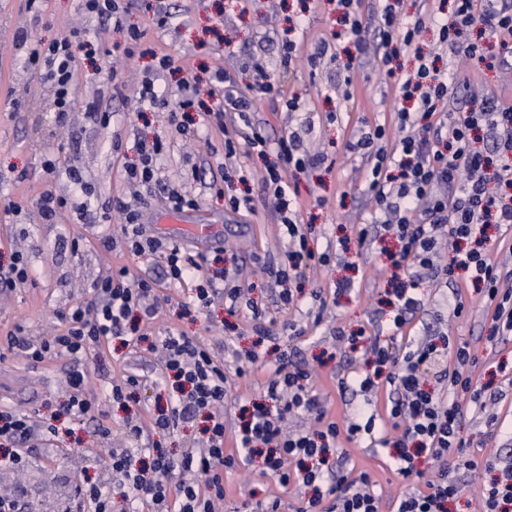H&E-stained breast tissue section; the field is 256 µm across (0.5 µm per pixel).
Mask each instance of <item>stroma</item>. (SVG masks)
<instances>
[{
    "mask_svg": "<svg viewBox=\"0 0 512 512\" xmlns=\"http://www.w3.org/2000/svg\"><path fill=\"white\" fill-rule=\"evenodd\" d=\"M167 3L174 18L161 28L155 22V0H134L124 19L143 30L145 37L142 51L129 57L114 50L120 36L112 25L85 15L80 0H44L37 20L26 0H0V199L21 207L17 213L0 207V264L10 265L12 255L18 253L32 272L27 283L0 287V354L7 358L0 364V402L43 418L59 417L58 437L36 442L26 469L16 470L0 458V492L14 493L24 512H65L76 487L86 481H98L110 489L112 512H148L147 507L133 506L126 486L112 475L107 463L112 448L130 449L138 461L147 457L141 442L125 434L124 421L135 416L149 423L155 402L164 392V367L153 345L169 333H179L207 346L221 361L226 349L244 354L258 340L244 317L227 314L223 296H215L203 313L185 312V304L195 295V281L167 283L161 256L129 252L120 217H113L108 225L100 221L102 208L113 199L134 201L148 234L165 239L174 232L171 225L159 221L168 210V190L198 199L197 212L213 226L214 235L200 242L187 234L183 245L200 260L206 275L216 267V247H223L225 255H236L234 275L264 308L271 330L279 335L277 351L294 353L296 360L307 365L329 416L343 419L363 403L361 395L340 391L336 385L337 377L352 375L361 358L359 353L340 348L333 328L348 333L362 328L381 342L389 340L385 290L390 270L378 245L359 239L360 230L372 222L366 196L370 164L345 147L347 140L370 126H385L389 144H396L400 137L392 90L379 71L378 53L370 51L354 60L355 94L347 101L335 89L343 47L332 37L337 26L329 0ZM295 18L300 21L296 37L302 57L293 63L283 85L286 95L299 97L301 107L290 112L282 101L265 99L257 102L252 120L269 139L295 131L305 143L333 158V165L301 175L300 220L312 225L314 248L333 247L337 255L329 265L308 271L297 305L284 307L276 301L277 285L264 271L265 263L281 257L287 247L276 213L264 201V158L244 144L236 155L226 157L224 134L210 125L201 126L194 139L182 137L170 113L150 109L140 100L139 89L149 75L157 88L177 90L181 80L198 76L203 66L229 72L239 87H246L253 74L244 70V62L255 56L278 67L283 31ZM74 29L85 32L101 50L110 51L118 72L121 92L104 100L113 113L110 127L92 124L79 108L69 112L65 122H56L48 106V84L23 66L26 50L15 40L18 31H28L33 41H49ZM317 51L322 58L317 67H309L306 57ZM159 53L171 55L181 73L157 69ZM441 66L456 85H470L501 106L512 107V64L490 71L477 61L447 53ZM144 137L162 143L157 181L133 186L126 180L124 165L135 160V145ZM49 155L57 164L50 177L42 167ZM76 173L90 186V194L75 188L71 177ZM47 191L71 197L82 204V211L67 210L54 222H46L37 200ZM242 193L252 197L251 210L235 212L225 207V197ZM123 265L158 280L159 311L147 326L145 341L126 347L115 337L88 350L84 361L90 379L84 393L91 411L80 421L61 416L71 394L64 373L67 357L32 362L10 348L8 335L19 325L36 341L62 333L65 314L79 304H96L94 282ZM345 277L354 280L355 290L336 296L320 325L307 326L301 336L288 335V322L300 320L301 310L310 305L311 291L332 295L336 282ZM445 295V289H431L424 308L403 334L415 337L444 331L451 339L469 342L482 362L479 384H492L499 393L494 406L498 425L487 426L484 414L464 399L460 402V436L468 457L476 462L492 458L501 466L512 463V339L495 345L487 342L489 319L473 289L462 290L465 312L459 318L446 306ZM277 351L263 355L262 365L244 377L233 378L224 401L226 420L234 419L239 399L263 397L269 378L267 364L275 360ZM129 371L140 375L141 384L138 403L125 409L113 403L110 382ZM102 426L110 428L109 437L98 435ZM345 449L358 467L370 470L383 499L409 490V482L402 480L383 452L354 442ZM224 489L223 512H238L243 501L255 503L272 493L281 497L282 512H298L302 505L295 488H280L274 477L256 466L225 474Z\"/></svg>",
    "mask_w": 512,
    "mask_h": 512,
    "instance_id": "stroma-1",
    "label": "stroma"
}]
</instances>
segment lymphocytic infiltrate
<instances>
[{"label": "lymphocytic infiltrate", "mask_w": 512, "mask_h": 512, "mask_svg": "<svg viewBox=\"0 0 512 512\" xmlns=\"http://www.w3.org/2000/svg\"><path fill=\"white\" fill-rule=\"evenodd\" d=\"M452 4L450 14L433 20L441 44L451 54L487 61L492 68L502 65L512 55V0H452ZM402 11L403 0H378L377 48L382 53L384 81L392 85L399 103L401 136L394 148H386V130L379 126L346 144L347 150L371 163L367 191L376 221L372 229H361L359 236L387 237L395 244L387 254L393 267L388 281L393 333H400L422 309L427 288L445 287L464 276L479 288L492 311L487 340L496 344L512 338V288L503 286V266L487 254L484 244L487 227L501 233L512 230V108L487 98L476 110L442 112L452 88L447 72L425 59L410 72L395 64L401 52L413 46L423 25L419 19L404 25ZM27 38L24 32L17 36L22 43H28ZM28 45L25 67L50 84L51 108L57 120H64L74 107L77 53L93 50L94 44L73 31ZM298 57V43L284 39L278 69L253 63L254 81L245 93L228 77L222 86L210 87L204 101L194 95L170 99L148 80L139 91L141 100L152 107L177 115L180 135H194L191 113L198 109L210 124L223 129L226 157L236 154L243 139L265 159V197L288 237L282 259L267 264L270 278L280 287L277 299L284 306L297 302L292 282L331 258L330 251L311 246L310 227L298 221L296 182L299 174L325 164L328 157L310 152L296 133L273 144L260 129L252 128L245 135L241 128L250 126L256 100L282 96V76ZM481 130L494 137L491 152L475 145V134ZM114 207L122 215L121 232L131 252L161 254L167 280L197 281L193 300L197 311H205L215 295H223L228 314L247 309L253 332L270 338L262 309L234 278H225L223 288H215L214 278L201 277L194 255L178 244L148 236L139 211L123 201H115ZM445 241L452 243L453 257L442 263L438 253ZM94 289L96 306L74 307L62 334L35 342L19 325L10 337L12 347L33 361L53 355L71 358L67 382L72 394L63 413L75 420L90 411L83 396L88 371L81 365L90 346L127 331L138 333L139 321L153 320L156 314V281L128 267L97 280ZM162 347L165 368L174 381L168 386L165 405L152 418V429L167 433L201 415L206 420L205 445L176 458L155 445L148 450L150 464L139 467L128 449L111 450L113 474L122 478L133 500L153 512H215L216 502L224 498L225 472L256 463L280 487L308 491L299 512H383L382 497L375 492L370 473L347 464L346 444L365 439L386 451L402 478L424 481L423 489L397 496L390 512H450V503L460 493L450 470L454 464L471 472L481 467L493 472V479L480 487L483 512H512V468L497 471L492 460L477 465L466 457L465 442L458 433L460 397L481 409L497 399L496 392L474 382L480 360L468 342L451 341L443 332L411 338L397 347L375 336L365 337L361 368L339 379L338 386L365 395L383 389L387 402L381 409L356 408L339 421L327 417L311 372L280 356L271 366L264 401L240 406L237 421L230 425L224 422L230 377L249 372L258 354L233 358L227 367L207 347L185 336L168 334ZM447 355L453 358L448 366L442 362ZM57 432L50 422L0 406V451L15 468H23L27 460L24 444ZM228 432L235 440L231 453L224 450ZM424 461L439 463L437 476L427 477L420 467Z\"/></svg>", "instance_id": "1"}]
</instances>
